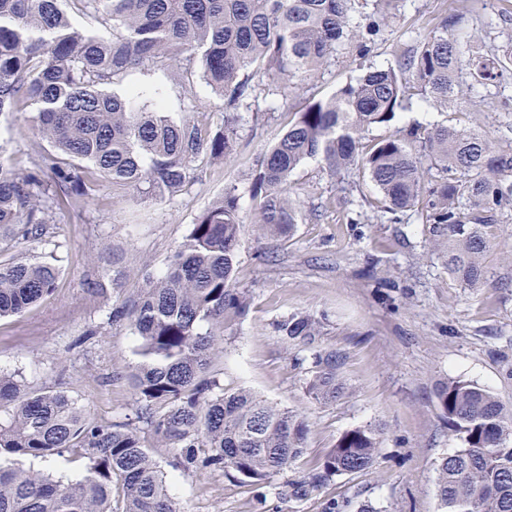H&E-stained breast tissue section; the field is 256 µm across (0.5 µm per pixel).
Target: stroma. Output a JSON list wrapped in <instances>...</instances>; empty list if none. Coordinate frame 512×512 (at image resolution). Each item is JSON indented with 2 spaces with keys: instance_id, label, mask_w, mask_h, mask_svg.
Instances as JSON below:
<instances>
[{
  "instance_id": "1",
  "label": "stroma",
  "mask_w": 512,
  "mask_h": 512,
  "mask_svg": "<svg viewBox=\"0 0 512 512\" xmlns=\"http://www.w3.org/2000/svg\"><path fill=\"white\" fill-rule=\"evenodd\" d=\"M457 14L458 27L486 48L512 51V0H394L391 18L373 46L368 64L386 66L415 45L443 12ZM158 91L174 115L201 111L221 122L224 101L202 80L194 96L162 68L126 72L113 89ZM459 96L481 104L478 121L501 149L512 151V83L501 87L463 84ZM262 118L244 113L241 147L231 165L199 161L194 180L174 200L132 197L105 189L83 220L60 214L53 245L23 244L17 256L55 255L60 274L49 296L23 315L0 319V373L33 389L63 390L92 415L122 421L136 407L127 375L140 363L139 338L128 323L109 324L104 300L85 280L107 270L115 301L135 296L141 279L128 268L145 263L165 269L196 218L225 188L237 186L243 211L248 176L258 151L272 142L304 97L280 96ZM27 108L0 122V161L25 165L42 139ZM302 209L333 199L321 216L296 225L287 237L240 238L236 281L249 296L246 314L224 331V386L244 388L309 416L306 455L273 477L265 505L250 487L220 472L205 475L167 468V489L182 512H323L328 500L357 512L371 503L378 512H439L436 462L456 447L439 408L436 388L461 378L489 388L512 405V263L492 257L502 288L466 290L431 256L426 233L413 213L393 224L374 215L364 183L341 188L314 160L292 176ZM308 315L320 333L287 342L279 322ZM100 333L87 337L91 327ZM341 356L347 392L323 405L306 393L312 356ZM372 425L382 431L373 468L334 477L308 498L279 497L277 489L314 468L346 430Z\"/></svg>"
}]
</instances>
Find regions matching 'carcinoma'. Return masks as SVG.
Returning <instances> with one entry per match:
<instances>
[{
	"mask_svg": "<svg viewBox=\"0 0 512 512\" xmlns=\"http://www.w3.org/2000/svg\"><path fill=\"white\" fill-rule=\"evenodd\" d=\"M392 2L376 0L367 15L358 0H0V118L29 106L46 142L26 166L0 161V318L51 294L60 272L51 260L12 249L43 241L64 211L82 218L110 185L174 198L191 183L195 162L234 157L240 109L262 99L272 112L267 97L307 92L336 56L368 57ZM68 3L112 35L74 27ZM455 24L456 15L441 16L396 65L369 66L332 96L308 99L256 156L248 216L237 188L228 187L191 225L164 272L133 269L145 288L108 316L110 324L127 321L140 340L137 406L128 421L98 419L64 391L30 390L0 374V407L11 406L0 417V457L45 461L74 452L87 460L82 479L66 485L0 462V512H181L160 448L173 468L222 472L261 500L271 478L307 453L308 417L249 390L225 389L216 357L224 329L249 305L234 277L239 238L247 227L282 237L303 222L290 178L309 159L332 179L355 173L370 181L377 196L368 204L390 222L417 213L429 250L461 287L496 284L488 256L512 262V248L495 233L512 210V153L485 131L446 121L370 136L415 105L470 114L458 102L462 83L512 80V52L488 54L456 35ZM196 63L224 99L215 127L188 113L174 118L140 89L108 90L131 69L160 66L184 79ZM111 285L104 272L86 282L102 298ZM278 331L291 339L319 335L307 316L279 323ZM315 364L308 394L335 401L344 393L339 355L319 353ZM437 399L459 441L437 463L441 512H512V407L460 378L442 383ZM379 447V429H349L278 495L302 499L336 476L367 472Z\"/></svg>",
	"mask_w": 512,
	"mask_h": 512,
	"instance_id": "carcinoma-1",
	"label": "carcinoma"
}]
</instances>
